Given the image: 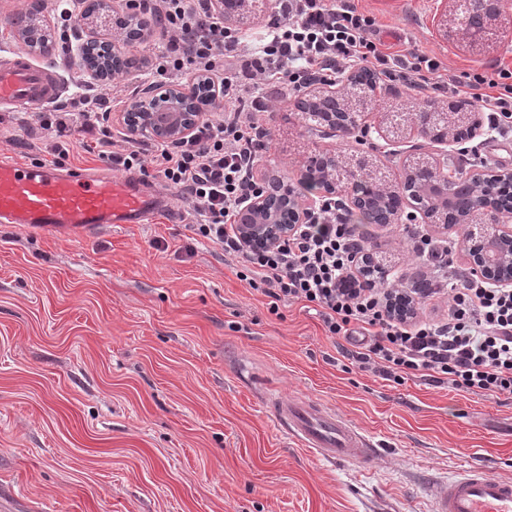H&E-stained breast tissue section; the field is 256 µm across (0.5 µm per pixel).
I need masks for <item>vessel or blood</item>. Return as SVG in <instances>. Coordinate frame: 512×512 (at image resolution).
I'll return each instance as SVG.
<instances>
[{
	"label": "vessel or blood",
	"instance_id": "1",
	"mask_svg": "<svg viewBox=\"0 0 512 512\" xmlns=\"http://www.w3.org/2000/svg\"><path fill=\"white\" fill-rule=\"evenodd\" d=\"M61 95L52 73L16 56L0 67V107L33 109ZM157 207L132 179L62 172L18 164L0 156V223L83 234L100 224H139ZM269 410L284 432L303 447L343 466L368 464L374 444L335 411L312 400L273 399ZM435 512H512V480L472 466L449 480Z\"/></svg>",
	"mask_w": 512,
	"mask_h": 512
}]
</instances>
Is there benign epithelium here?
<instances>
[{"label": "benign epithelium", "instance_id": "benign-epithelium-1", "mask_svg": "<svg viewBox=\"0 0 512 512\" xmlns=\"http://www.w3.org/2000/svg\"><path fill=\"white\" fill-rule=\"evenodd\" d=\"M119 0H87L81 11L75 30V55L86 74L95 82H103L113 75L126 72L135 66L141 68L144 61L124 57L120 60L112 55V46L118 39L134 41V36L114 27L115 15L120 12L116 6ZM250 0H214L215 6L224 17H235L243 12ZM452 5L455 26L463 30L467 19L481 12L483 0H448ZM24 21L12 29V36L22 42L30 52L48 55L52 46L38 40L40 28L46 25L41 16L38 0L22 12ZM502 24V18L490 15L485 18L481 30H470L469 47L480 51L488 46L489 34ZM346 91L342 94L322 92L306 95L298 105L307 109L306 116L330 130L348 135L359 129L361 116L367 106V90L370 85L365 79L350 74L345 80ZM204 106L195 84L148 85L142 88L129 102L120 120L132 138L150 136L167 142H179L190 137L199 121L198 109ZM469 116L463 106L454 112H445L432 107L414 116L413 123L419 134L436 141L435 133L447 128L468 125ZM412 177L439 191L441 197L432 210L423 207L421 197L413 193L404 203L420 211L422 217L433 224H485L490 230L479 234L470 231L472 238L481 241L483 251L477 253L464 244L465 255L474 273L487 283L498 288L512 287V197H503V186L512 183V170L494 171L482 181V188L467 209L456 205L454 194L442 190L435 182V175L441 171L440 161L419 159L407 165ZM303 176L318 182L327 194L336 193L344 186L349 206L362 210L370 200V179L386 185L390 192L396 189L386 184L384 176L368 168L364 159H358L355 166L347 168L331 154L322 157V163L306 166ZM403 208L391 210L386 198L374 202L369 213L373 221L380 224L398 223ZM311 214L308 207L293 189L283 183L277 175L269 174L262 193L247 200L238 215L236 231L240 239L250 247L270 248L292 236L298 226L306 223Z\"/></svg>", "mask_w": 512, "mask_h": 512}]
</instances>
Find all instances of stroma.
<instances>
[{"instance_id": "obj_1", "label": "stroma", "mask_w": 512, "mask_h": 512, "mask_svg": "<svg viewBox=\"0 0 512 512\" xmlns=\"http://www.w3.org/2000/svg\"><path fill=\"white\" fill-rule=\"evenodd\" d=\"M354 3L391 53L439 62L442 88L430 98L443 109L461 102L462 73L512 68V25L476 55L445 36L441 0ZM33 61L58 74L76 111L86 73L70 45L55 41ZM426 98L378 77L363 145L278 99L262 117L254 175L287 176L314 204L322 193L305 190L303 170L325 152L368 157L396 183L414 156L467 169L456 144L385 123ZM70 142L62 170L111 174L90 135ZM0 154L52 163L32 111L0 110ZM137 179L168 212L79 237L0 223V512H434L469 465L512 479V398L360 370L319 314L297 302L271 312L238 278L236 257L193 237L184 200L155 168ZM357 230L389 277L407 288L420 279L402 225ZM271 394L334 408L378 444L374 461L335 466L298 446L266 408Z\"/></svg>"}]
</instances>
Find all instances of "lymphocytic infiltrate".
I'll return each instance as SVG.
<instances>
[{"mask_svg":"<svg viewBox=\"0 0 512 512\" xmlns=\"http://www.w3.org/2000/svg\"><path fill=\"white\" fill-rule=\"evenodd\" d=\"M276 2L267 33L251 43L225 26L213 0H136V8L155 14L167 37L149 71L152 80L192 74L221 90V118H202L183 142L153 145L152 162L163 181L192 204L191 232L241 258L238 278L271 298V312L283 301L317 311L329 336L355 342L348 356L361 370L397 384L418 374L464 392L512 397V288H491L474 273H460L451 288L417 292L444 299L447 321L397 319L389 299L398 286L347 288L360 270L363 246L333 198L320 199L308 223L273 248L254 251L239 238L240 206L259 188L253 170L264 148L261 118L269 93L296 95L311 81L328 83L355 67L419 90L441 88L429 80L439 64L427 56L413 54L393 71L390 55L371 38L375 19L348 0ZM462 86L499 135L512 134V70L498 69L492 77L472 72ZM81 103L76 112L39 113L52 154L68 156L63 137L75 127L94 136L101 160L127 170L142 165L135 142L112 151L108 99L86 92Z\"/></svg>","mask_w":512,"mask_h":512,"instance_id":"f902f5d3","label":"lymphocytic infiltrate"}]
</instances>
